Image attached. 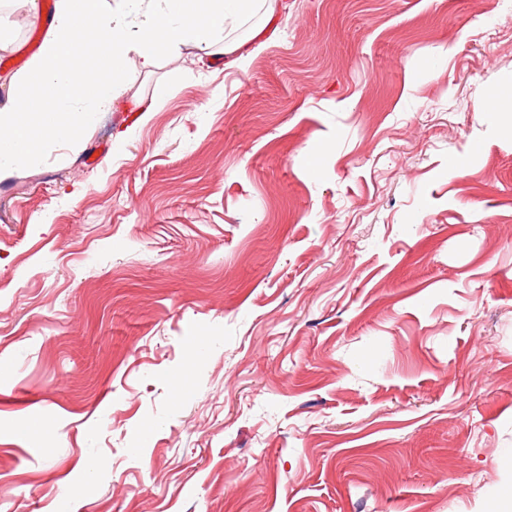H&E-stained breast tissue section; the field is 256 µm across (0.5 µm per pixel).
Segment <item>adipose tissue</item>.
Segmentation results:
<instances>
[{
  "mask_svg": "<svg viewBox=\"0 0 512 512\" xmlns=\"http://www.w3.org/2000/svg\"><path fill=\"white\" fill-rule=\"evenodd\" d=\"M259 3L270 14L283 7L282 0H145L144 20L133 30L126 11L110 0H58L25 74L38 93L25 106L12 100L0 107V138L17 143L0 149V175L29 164L46 142L93 125L127 84L129 57L148 71L160 53L194 48L245 64L251 56L247 42L224 44L220 35Z\"/></svg>",
  "mask_w": 512,
  "mask_h": 512,
  "instance_id": "ef3b65f1",
  "label": "adipose tissue"
}]
</instances>
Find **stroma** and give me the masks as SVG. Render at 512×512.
Returning a JSON list of instances; mask_svg holds the SVG:
<instances>
[{"label":"stroma","instance_id":"1","mask_svg":"<svg viewBox=\"0 0 512 512\" xmlns=\"http://www.w3.org/2000/svg\"><path fill=\"white\" fill-rule=\"evenodd\" d=\"M55 4L0 7V106ZM224 38L0 180V512H502L512 0Z\"/></svg>","mask_w":512,"mask_h":512}]
</instances>
